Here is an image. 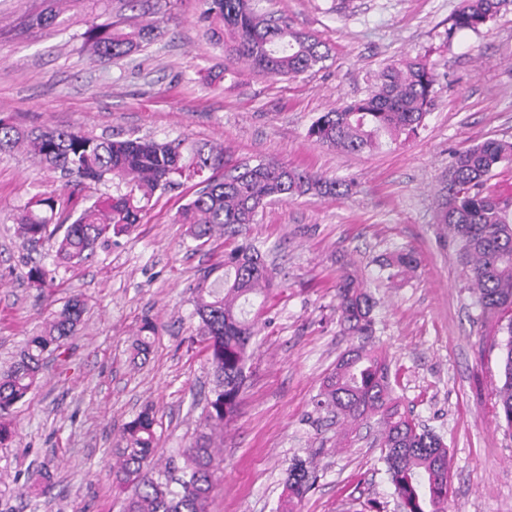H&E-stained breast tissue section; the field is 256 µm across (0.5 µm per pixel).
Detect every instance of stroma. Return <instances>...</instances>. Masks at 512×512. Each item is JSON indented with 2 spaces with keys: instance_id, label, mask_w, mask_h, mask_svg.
<instances>
[{
  "instance_id": "stroma-1",
  "label": "stroma",
  "mask_w": 512,
  "mask_h": 512,
  "mask_svg": "<svg viewBox=\"0 0 512 512\" xmlns=\"http://www.w3.org/2000/svg\"><path fill=\"white\" fill-rule=\"evenodd\" d=\"M459 3L265 0L331 48L323 68L288 78L244 65L225 74L224 49L199 21L201 0H139L133 9L127 0H69L48 26L32 23L48 0H0V117L15 125L220 143L233 164L275 158L354 184L345 198L268 205L249 227L277 285L256 321L237 413L224 427L210 512H275L298 459L317 475L299 512H395L379 419L353 427L312 405L357 342L338 320L336 283L347 273L377 302L370 343L387 358L394 397L449 450L452 512H512V430L499 420L496 397L505 335L474 306L469 271L437 222L455 153L512 141V9L452 35L448 19ZM134 14L160 21V31L123 58L90 62L84 32ZM416 58L438 75L416 132L360 154L308 137L320 113L367 96L384 67ZM197 190L185 180L155 195L128 235L98 245L80 265L54 267L40 290L28 271L54 266L52 251L29 252L14 217L44 192L82 200L27 155L0 156V371L71 296L87 304L81 329L48 357L38 387L4 415L12 436L0 445V512H119L115 450L123 424L145 406L164 453L195 436L213 382L191 342L193 288L232 246L217 233L197 247L179 223ZM396 249L412 251L417 266L392 284L379 262ZM147 320L156 333L138 358L134 342ZM39 465L51 485L30 498L25 477Z\"/></svg>"
}]
</instances>
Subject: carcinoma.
<instances>
[{
	"instance_id": "1",
	"label": "carcinoma",
	"mask_w": 512,
	"mask_h": 512,
	"mask_svg": "<svg viewBox=\"0 0 512 512\" xmlns=\"http://www.w3.org/2000/svg\"><path fill=\"white\" fill-rule=\"evenodd\" d=\"M200 22L210 42L224 46L228 60L260 73L296 78L322 65L330 48L322 40L295 31L284 17L258 7L255 0H202ZM512 0H461L450 16L448 34L477 31ZM157 23L137 26L109 23L85 32L84 47L99 59L120 58L140 47ZM437 74L415 59L390 66L375 91L362 99L322 113L308 129L315 141L343 152L373 151L382 139H395L422 126L434 102ZM24 151L44 169L76 176L91 186L110 182L116 194L84 206L78 216L58 211L53 194L32 197L15 217L17 235L30 251L53 241L56 266H75L100 243L127 235L140 223L155 193L180 183L191 171L210 169L207 185L179 212L202 247L216 231L229 239L256 223L273 202L305 196L344 197L345 179L327 178L285 162L260 160L229 165L224 146L186 151L184 141L97 136L80 129H22L0 118V154ZM512 165V142L487 139L458 152L442 188L438 223L449 231L459 259L469 267L470 288L481 315L506 319L504 381L497 390L499 417L512 428V208L492 184L496 170ZM413 253L397 250L380 262L391 280L412 270ZM206 271L194 288L198 345L214 387L201 413V431L189 447L167 458L160 455L151 408L124 424L116 449V482L135 485L122 512H208L219 464L214 443L236 413L246 380L255 320L254 302L273 290L276 269L260 247L247 240L224 252V274ZM340 325L353 336L374 333L376 302L363 282L344 275L337 287ZM86 307L68 300L45 329L26 340L19 359L0 372V414L34 391L44 360L74 335ZM315 407L356 425L383 416L382 457L401 512H449L450 463L442 439L400 411L392 398L386 358L365 345L346 351L325 378ZM307 464L288 471L280 512H294L314 484ZM29 490L45 493L51 474L45 467L28 474Z\"/></svg>"
}]
</instances>
